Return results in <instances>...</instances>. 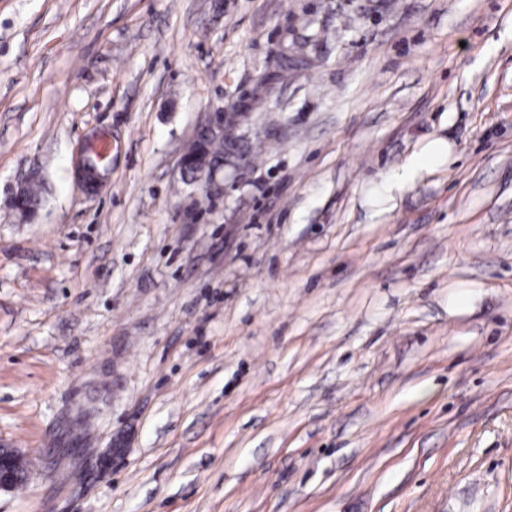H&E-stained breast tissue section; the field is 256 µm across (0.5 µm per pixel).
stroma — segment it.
Here are the masks:
<instances>
[{"label":"stroma","instance_id":"stroma-1","mask_svg":"<svg viewBox=\"0 0 512 512\" xmlns=\"http://www.w3.org/2000/svg\"><path fill=\"white\" fill-rule=\"evenodd\" d=\"M0 446V512H512V0H0ZM247 116V112H235V108L226 109L225 112H204L197 125L196 132L206 130L217 139L228 138L241 140L237 134L241 121ZM186 153L195 157H209L210 161L224 160V139L215 140L199 135L194 138ZM192 183L198 184L202 196L210 198L224 193V165L211 167L207 160L199 159ZM19 457L9 448H0V492L16 491L22 487L17 473Z\"/></svg>","mask_w":512,"mask_h":512}]
</instances>
